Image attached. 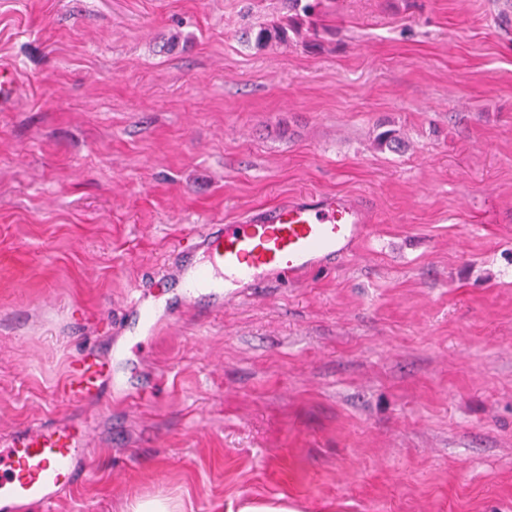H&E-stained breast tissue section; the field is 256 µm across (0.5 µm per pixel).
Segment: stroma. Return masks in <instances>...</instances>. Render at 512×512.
<instances>
[{
  "mask_svg": "<svg viewBox=\"0 0 512 512\" xmlns=\"http://www.w3.org/2000/svg\"><path fill=\"white\" fill-rule=\"evenodd\" d=\"M505 2L330 0L313 51L243 39L286 0H0V436L92 430L52 512H512ZM325 193L372 214L352 261L161 319L141 389L59 399L192 225ZM20 90L17 70L6 64H0V110L10 109L18 97Z\"/></svg>",
  "mask_w": 512,
  "mask_h": 512,
  "instance_id": "stroma-1",
  "label": "stroma"
}]
</instances>
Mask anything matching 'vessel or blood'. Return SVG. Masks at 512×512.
Returning <instances> with one entry per match:
<instances>
[{"label":"vessel or blood","mask_w":512,"mask_h":512,"mask_svg":"<svg viewBox=\"0 0 512 512\" xmlns=\"http://www.w3.org/2000/svg\"><path fill=\"white\" fill-rule=\"evenodd\" d=\"M20 90L19 74L0 64V110L10 109ZM373 231L367 209L344 194H321L258 210L233 224H198L175 279L173 309L201 305L223 311L258 288L283 278L305 280L314 271L350 258ZM129 332L153 329L157 312L145 289L132 288L125 304ZM140 379L125 347L113 346L109 360L87 356L73 365L61 391L80 403L129 390ZM86 422L35 424L0 442V512L51 508L83 481L90 469Z\"/></svg>","instance_id":"b4317fda"}]
</instances>
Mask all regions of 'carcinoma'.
Returning <instances> with one entry per match:
<instances>
[{
  "label": "carcinoma",
  "instance_id": "obj_1",
  "mask_svg": "<svg viewBox=\"0 0 512 512\" xmlns=\"http://www.w3.org/2000/svg\"><path fill=\"white\" fill-rule=\"evenodd\" d=\"M325 0H288V16L281 19H265L256 22L245 32L247 41L258 48L288 41V32L309 34V41L320 36L319 22Z\"/></svg>",
  "mask_w": 512,
  "mask_h": 512
}]
</instances>
